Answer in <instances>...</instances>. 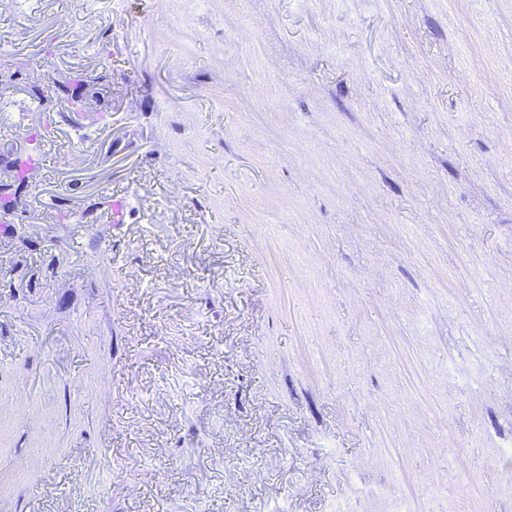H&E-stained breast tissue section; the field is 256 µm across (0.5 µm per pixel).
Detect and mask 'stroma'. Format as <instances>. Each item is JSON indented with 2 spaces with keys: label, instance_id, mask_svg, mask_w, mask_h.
<instances>
[{
  "label": "stroma",
  "instance_id": "stroma-1",
  "mask_svg": "<svg viewBox=\"0 0 512 512\" xmlns=\"http://www.w3.org/2000/svg\"><path fill=\"white\" fill-rule=\"evenodd\" d=\"M0 79V512H512V0H0Z\"/></svg>",
  "mask_w": 512,
  "mask_h": 512
}]
</instances>
